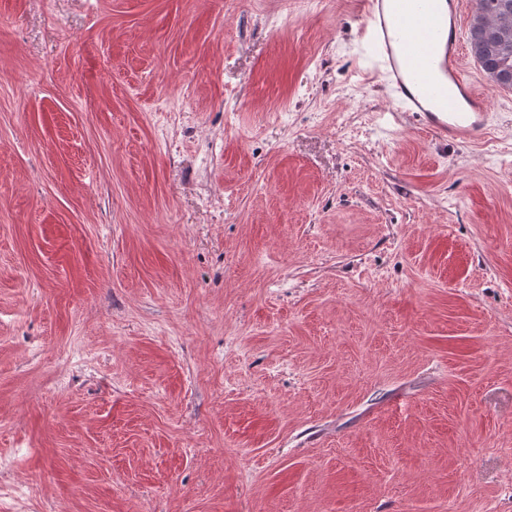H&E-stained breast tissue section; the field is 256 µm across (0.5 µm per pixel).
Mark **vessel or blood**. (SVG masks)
Returning <instances> with one entry per match:
<instances>
[{
  "label": "vessel or blood",
  "instance_id": "1",
  "mask_svg": "<svg viewBox=\"0 0 512 512\" xmlns=\"http://www.w3.org/2000/svg\"><path fill=\"white\" fill-rule=\"evenodd\" d=\"M366 42L396 103L441 138L481 137L489 111L463 58L464 0H361Z\"/></svg>",
  "mask_w": 512,
  "mask_h": 512
}]
</instances>
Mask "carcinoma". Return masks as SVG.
<instances>
[{"instance_id": "cac0c4a2", "label": "carcinoma", "mask_w": 512, "mask_h": 512, "mask_svg": "<svg viewBox=\"0 0 512 512\" xmlns=\"http://www.w3.org/2000/svg\"><path fill=\"white\" fill-rule=\"evenodd\" d=\"M512 27V0H475V8L469 26L468 43L474 59L492 83H497L493 71L497 58L492 45L503 21Z\"/></svg>"}]
</instances>
